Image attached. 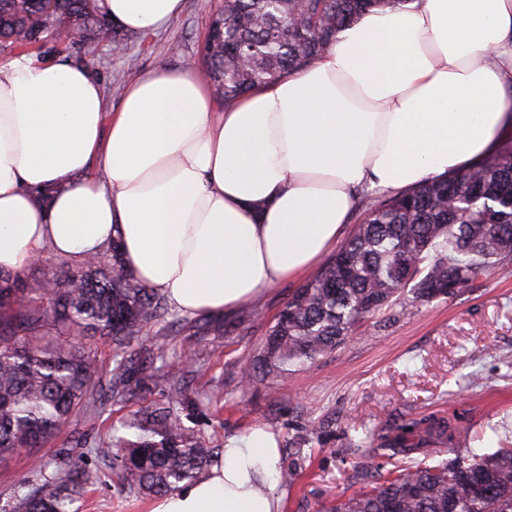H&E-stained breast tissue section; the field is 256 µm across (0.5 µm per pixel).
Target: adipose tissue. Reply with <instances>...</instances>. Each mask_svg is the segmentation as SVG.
Segmentation results:
<instances>
[{
  "label": "adipose tissue",
  "instance_id": "ef3b65f1",
  "mask_svg": "<svg viewBox=\"0 0 512 512\" xmlns=\"http://www.w3.org/2000/svg\"><path fill=\"white\" fill-rule=\"evenodd\" d=\"M150 32L183 0H105ZM512 134V0H403L341 30L312 66L224 111L192 70L140 72L111 111L91 66L0 60V270L79 261L120 237L125 267L188 315L299 279L362 190L459 172ZM49 194L34 206L30 191ZM280 452L256 425L149 512H279Z\"/></svg>",
  "mask_w": 512,
  "mask_h": 512
}]
</instances>
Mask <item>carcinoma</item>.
I'll return each instance as SVG.
<instances>
[{"mask_svg": "<svg viewBox=\"0 0 512 512\" xmlns=\"http://www.w3.org/2000/svg\"><path fill=\"white\" fill-rule=\"evenodd\" d=\"M0 0V53L41 50L70 33V55L82 59L88 40L111 33L116 52L145 34L109 30L104 0ZM401 0H224L213 19L230 24L226 44L205 39L200 73L230 106L253 89L318 61L336 31L370 7ZM364 218L336 252L290 295L260 355L241 366L240 383L286 379L344 344L359 323L398 300L429 304L462 283L512 270V137L462 172L394 194L366 192ZM181 325L172 355L135 347L152 328ZM208 332L177 317L164 295L125 269L117 241L76 264L62 262L35 281L0 273V454L27 448L30 475L0 495V512H79L75 504L95 481L81 452L51 462L40 449L71 411L100 418L104 405L132 389L160 394L133 419L99 437L94 453L112 458L118 488L171 494L221 461L200 429L177 410L201 412L209 399L194 386L183 357L202 355ZM112 343V365L90 357L83 340ZM161 365H156V362ZM315 423L296 431L290 447H312ZM461 430L430 416L386 429L379 445L387 467L358 468L357 491L329 512H512V448L467 451L435 464Z\"/></svg>", "mask_w": 512, "mask_h": 512, "instance_id": "carcinoma-1", "label": "carcinoma"}]
</instances>
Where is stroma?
<instances>
[{"instance_id": "1", "label": "stroma", "mask_w": 512, "mask_h": 512, "mask_svg": "<svg viewBox=\"0 0 512 512\" xmlns=\"http://www.w3.org/2000/svg\"><path fill=\"white\" fill-rule=\"evenodd\" d=\"M221 2L183 0L177 17L152 33L149 43H131L124 57L111 54L108 43L92 44L88 58L109 102L120 105L136 71L196 65L208 19ZM296 287L293 281L281 283L260 302L239 308V315L250 318L248 329L215 337L213 348L193 366L196 386L208 389L214 406L199 420L212 444L265 425L281 445L282 465H295L294 484L276 489L281 512H323L350 495L353 462L368 469L384 465L379 434L416 411L457 418L469 428L468 445L476 451L512 443V275H493L427 305L394 306L287 380L241 385L240 365L257 357L268 327ZM143 406L136 398L111 404L95 422L84 410L73 411L42 453L64 459L74 440L94 438ZM311 421L323 423L325 431L310 455L295 460L288 440ZM361 439L367 446L357 460L343 459L341 449ZM88 467L97 480L83 512H148L149 498L118 492L107 461L95 457Z\"/></svg>"}]
</instances>
